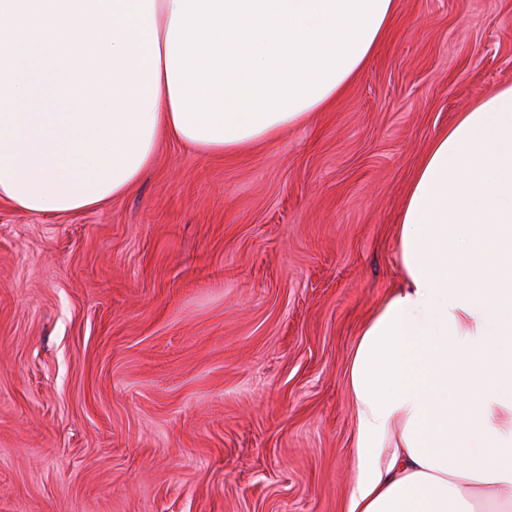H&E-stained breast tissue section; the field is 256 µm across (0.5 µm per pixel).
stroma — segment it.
Listing matches in <instances>:
<instances>
[{
	"instance_id": "35a3bbf8",
	"label": "stroma",
	"mask_w": 512,
	"mask_h": 512,
	"mask_svg": "<svg viewBox=\"0 0 512 512\" xmlns=\"http://www.w3.org/2000/svg\"><path fill=\"white\" fill-rule=\"evenodd\" d=\"M512 84V0H400L331 108L122 197L0 202V512H344L346 368L416 165Z\"/></svg>"
}]
</instances>
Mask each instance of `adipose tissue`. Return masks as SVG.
I'll use <instances>...</instances> for the list:
<instances>
[{
	"label": "adipose tissue",
	"mask_w": 512,
	"mask_h": 512,
	"mask_svg": "<svg viewBox=\"0 0 512 512\" xmlns=\"http://www.w3.org/2000/svg\"><path fill=\"white\" fill-rule=\"evenodd\" d=\"M399 0H0V201L123 196L169 139L207 154L328 109ZM402 283L348 371L346 512H512V85L431 142L395 226Z\"/></svg>",
	"instance_id": "1"
}]
</instances>
